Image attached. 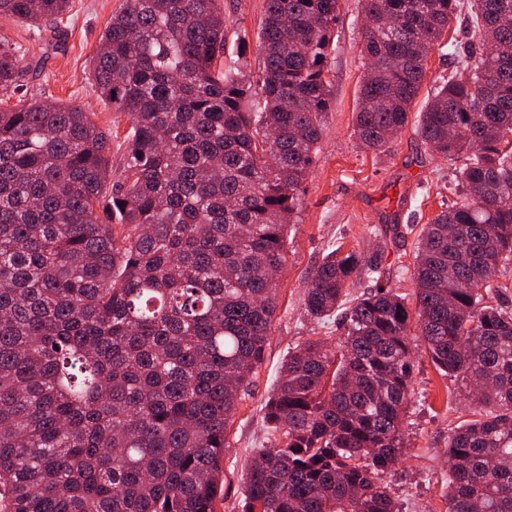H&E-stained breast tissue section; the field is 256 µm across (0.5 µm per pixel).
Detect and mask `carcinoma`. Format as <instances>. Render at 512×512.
<instances>
[{
    "label": "carcinoma",
    "instance_id": "carcinoma-1",
    "mask_svg": "<svg viewBox=\"0 0 512 512\" xmlns=\"http://www.w3.org/2000/svg\"><path fill=\"white\" fill-rule=\"evenodd\" d=\"M367 72L354 135L384 149L409 122L425 50L457 0H360ZM69 0H0L58 25ZM340 0H266L263 68L224 69L221 0H125L92 78L129 114L127 185L80 104L0 108V512H216L227 429L262 364L288 224L332 105ZM479 58L436 88L416 132L460 170L464 200L418 237L415 305L353 300L335 350L288 352L240 512H399L381 474L403 451L412 331L482 418L448 432V512H512V0H473ZM22 45L0 40V89ZM362 254L313 269L306 313L345 304ZM378 272L374 266L367 268Z\"/></svg>",
    "mask_w": 512,
    "mask_h": 512
}]
</instances>
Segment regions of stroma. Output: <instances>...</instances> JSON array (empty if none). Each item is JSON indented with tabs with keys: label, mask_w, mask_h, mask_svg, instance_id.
I'll list each match as a JSON object with an SVG mask.
<instances>
[{
	"label": "stroma",
	"mask_w": 512,
	"mask_h": 512,
	"mask_svg": "<svg viewBox=\"0 0 512 512\" xmlns=\"http://www.w3.org/2000/svg\"><path fill=\"white\" fill-rule=\"evenodd\" d=\"M124 0H70L65 26L33 29L27 22L0 17V40L27 50L17 94L51 103L76 102L112 135V183L124 181L127 113L103 102L90 76L99 37ZM229 33L225 65L243 61L246 73L258 74L262 56L258 32L266 0H221ZM470 7L461 0L457 18L434 47L413 109L421 111L434 85L456 70V55L468 51ZM363 17L358 0H341L336 36L327 66L333 105L323 118L317 165L305 182L301 208L289 226L285 268L276 281L277 316L264 362L252 376L248 395L238 405L224 453L223 499L217 512H238L243 474L253 456L269 447L264 405L273 393L280 367L291 348L306 339L337 345L344 329L337 318L319 322L303 309L309 276L335 247L356 250L366 262H379L389 288L412 296L417 237L425 224L458 202L457 167L433 154L405 129L380 152L364 148L353 134L359 88L365 72L360 55ZM246 30L249 50L239 55L236 33ZM413 394L403 418L405 450L383 476L400 512H448V433L472 419L474 408L459 381L444 376L421 353L413 358Z\"/></svg>",
	"instance_id": "obj_1"
}]
</instances>
